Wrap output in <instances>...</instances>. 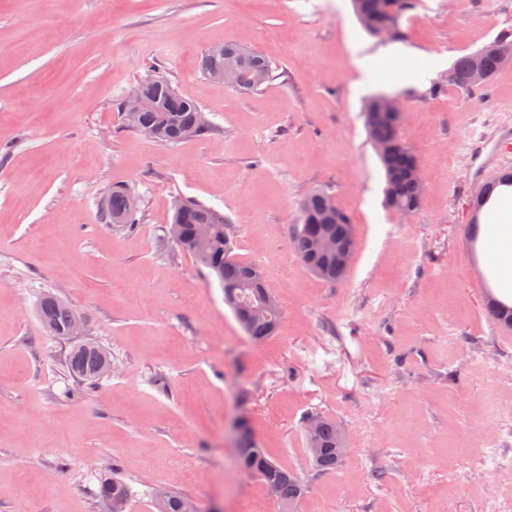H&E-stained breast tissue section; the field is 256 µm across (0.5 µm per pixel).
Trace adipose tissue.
Here are the masks:
<instances>
[{
	"mask_svg": "<svg viewBox=\"0 0 512 512\" xmlns=\"http://www.w3.org/2000/svg\"><path fill=\"white\" fill-rule=\"evenodd\" d=\"M482 221V234L492 246L488 274L499 284V298L512 303V198L486 207Z\"/></svg>",
	"mask_w": 512,
	"mask_h": 512,
	"instance_id": "obj_1",
	"label": "adipose tissue"
}]
</instances>
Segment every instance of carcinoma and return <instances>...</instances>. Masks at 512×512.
Returning <instances> with one entry per match:
<instances>
[{
    "label": "carcinoma",
    "mask_w": 512,
    "mask_h": 512,
    "mask_svg": "<svg viewBox=\"0 0 512 512\" xmlns=\"http://www.w3.org/2000/svg\"><path fill=\"white\" fill-rule=\"evenodd\" d=\"M419 0H352L355 15L361 25L372 35L379 30H388V35L397 39L400 36V21L414 11ZM512 45V32L497 36L481 49L459 56L452 64L451 70L460 77L455 87L470 90L485 87L490 79L504 67L493 47ZM217 68L233 66L244 76V82L237 87L240 92H251L261 88L272 77V70L265 57L250 52L235 43H224V54L211 57L204 55L202 65ZM147 106L142 112L140 132L161 145L178 143L190 136H197L207 129V122L198 103L186 98L176 91L164 78H155L146 87ZM395 95L379 92L366 103L365 123L370 139L377 137V131L371 123L373 113L379 111V104L392 100ZM395 140V154L387 159L380 158L385 174L384 205L387 209L414 213L421 204L423 189L420 181H401L396 179L395 171L400 168L401 159L407 147L401 142L398 130L392 131ZM499 187L512 188V172H504L488 183L477 197L475 207L482 208L492 198ZM132 195L124 189H114L105 203V215L114 224L131 227L137 223L136 207L131 203ZM338 216L333 231L341 238L355 242L354 224L350 216L335 203L333 196L324 189H315L307 194L301 207L293 243L301 263L312 260L322 266L325 274L321 279L327 282L342 280L347 270L336 267L333 259L323 257L316 251V238L322 232L320 225L327 223L332 216ZM209 225V235L199 243L192 244L188 251L199 266L214 272L223 291H229L242 304L258 307L261 305L256 289L246 286L253 264L240 260L233 254L234 244L224 224V216L213 208L195 201L178 200L169 227L170 235L189 236L195 226ZM489 316L501 326L512 329V306L490 301ZM70 308L56 297L47 295L38 305V316L45 330L52 336L61 338L69 327ZM281 306L266 313L251 325L249 337L255 342H263L272 336L282 320ZM110 366L108 354L93 344L85 347L75 345L66 359L68 372L77 379L92 384L97 382ZM245 432L252 439V453L248 458L239 460L240 466L259 477L267 487L274 488V498L281 512H297L305 486L298 474L278 463L269 468L266 461L270 459L267 449L254 436L249 422H244ZM343 433L330 417L321 418L315 436L306 438L307 448H316L318 452L309 454L312 465L323 471L336 469L342 459L337 449L343 447ZM100 497L112 503V512H125L129 502V489L120 480L114 479L102 485ZM182 498L165 491L155 495L154 507L157 512H181Z\"/></svg>",
    "instance_id": "carcinoma-1"
}]
</instances>
